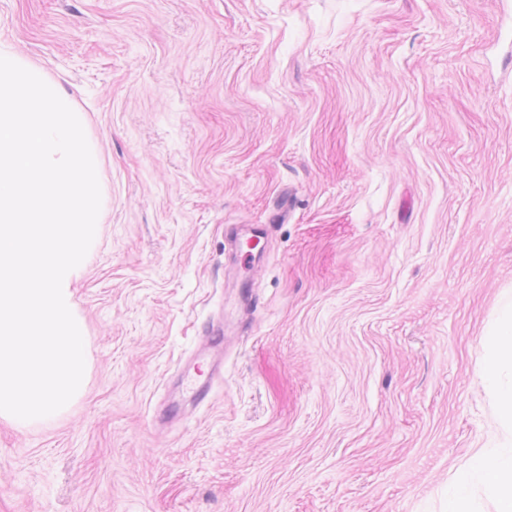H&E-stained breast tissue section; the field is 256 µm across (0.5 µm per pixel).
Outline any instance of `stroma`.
Returning <instances> with one entry per match:
<instances>
[{
  "label": "stroma",
  "instance_id": "1",
  "mask_svg": "<svg viewBox=\"0 0 512 512\" xmlns=\"http://www.w3.org/2000/svg\"><path fill=\"white\" fill-rule=\"evenodd\" d=\"M1 49L78 112L102 203L85 394L0 424V512H439L495 426L481 338L512 288L500 0H0ZM269 223L225 280V225ZM251 292L210 405L157 429Z\"/></svg>",
  "mask_w": 512,
  "mask_h": 512
}]
</instances>
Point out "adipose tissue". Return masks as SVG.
<instances>
[{
  "instance_id": "obj_1",
  "label": "adipose tissue",
  "mask_w": 512,
  "mask_h": 512,
  "mask_svg": "<svg viewBox=\"0 0 512 512\" xmlns=\"http://www.w3.org/2000/svg\"><path fill=\"white\" fill-rule=\"evenodd\" d=\"M482 384L489 395L496 433L475 448L449 483L440 512H512V293H503L482 338Z\"/></svg>"
}]
</instances>
